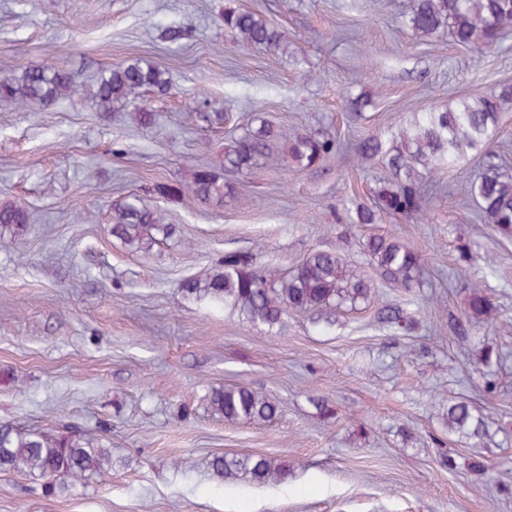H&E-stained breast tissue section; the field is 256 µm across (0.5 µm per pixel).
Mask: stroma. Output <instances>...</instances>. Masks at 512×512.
I'll return each instance as SVG.
<instances>
[{
  "instance_id": "obj_1",
  "label": "stroma",
  "mask_w": 512,
  "mask_h": 512,
  "mask_svg": "<svg viewBox=\"0 0 512 512\" xmlns=\"http://www.w3.org/2000/svg\"><path fill=\"white\" fill-rule=\"evenodd\" d=\"M411 4L0 0V75L52 66L74 84L50 106H0V203L30 214L0 247V422L112 451L111 470L66 480L62 493L0 473V512H512V240L467 204L481 155L419 169L434 189L422 216L350 221L389 171L347 146L393 143L409 113L512 83V33L493 52L446 34L418 39L402 24ZM229 9L284 31L287 54L242 46L224 25ZM139 58L170 78L167 94L139 97L156 117L148 128L90 97L102 71ZM357 95L370 102L358 121L348 102ZM258 117L327 132L345 150L311 171L275 152L230 176L235 194L221 203L166 199L161 186L218 166L225 140ZM132 194L179 237L137 253L112 238V208ZM383 232L422 252L421 280L378 285L353 311L291 314L269 328L182 290L229 251L256 253L276 280L332 249L371 278L363 243ZM474 287L499 314L463 337L456 326ZM387 303L413 316V331L378 322ZM224 385L262 390L280 411L225 421L206 400ZM451 398L468 400L496 434L449 433L441 413ZM222 453L262 455L283 473L227 483L210 469Z\"/></svg>"
}]
</instances>
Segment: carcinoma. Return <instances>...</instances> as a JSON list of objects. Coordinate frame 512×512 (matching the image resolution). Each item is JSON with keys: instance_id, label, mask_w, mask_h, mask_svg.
<instances>
[{"instance_id": "cac0c4a2", "label": "carcinoma", "mask_w": 512, "mask_h": 512, "mask_svg": "<svg viewBox=\"0 0 512 512\" xmlns=\"http://www.w3.org/2000/svg\"><path fill=\"white\" fill-rule=\"evenodd\" d=\"M404 24L418 38L449 33L459 45L478 51L498 49L504 34L512 28V0H413ZM224 25L237 32L243 44L262 46L288 54V39L267 20L249 11L228 10ZM170 80L158 63L138 59L104 72L91 91L95 104L103 109L123 110L134 106L138 125L150 127L155 116L145 106L135 105L141 90L165 94ZM74 88L70 74L62 68L32 66L19 74L0 78V103L48 106ZM512 100V84L485 94L458 99L455 104L429 112H415L401 124L399 144L386 146L378 137L360 140L355 147L362 159L379 157L391 177L372 191L373 204L356 208V223L378 224L386 214L419 216L422 191L415 180L417 167H449L469 151L485 157L483 171L471 187L472 198L484 218L502 237L512 239V178L494 162V140L498 134L503 102ZM285 146L292 166L299 171L316 168L337 151V141L328 134L295 133L261 121L249 124L224 146L222 169L244 173L268 158L274 149ZM177 201L191 196L200 201H224V179L215 170L197 171L192 184L183 191L166 189ZM29 214L16 202L0 204V228L23 229ZM178 229L162 223L158 210L134 195L116 203L112 214V236L134 252H147L159 241L172 239ZM364 249L382 278L403 288L416 282L423 265L422 255L393 233L376 234ZM373 282L355 273L335 251L314 250L276 282L258 266L256 254L231 251L204 277L189 278L183 291L197 299L220 303L254 325L284 326L290 313L355 309L369 301ZM497 312L490 297L472 289L467 316L475 321H493ZM379 319L407 333L414 320L404 309L386 307ZM212 412L226 421L266 422L279 412L267 394L240 385L213 388L208 394ZM448 432L468 439L483 438L490 432L484 416L465 399H450L445 415ZM112 467L110 449L101 443L72 436L54 437L37 430H19L0 423V472H17L48 481L69 476L83 481ZM214 475L224 481L240 476L257 484L275 478L276 468L261 455H217L211 461ZM64 489V486L57 487Z\"/></svg>"}]
</instances>
